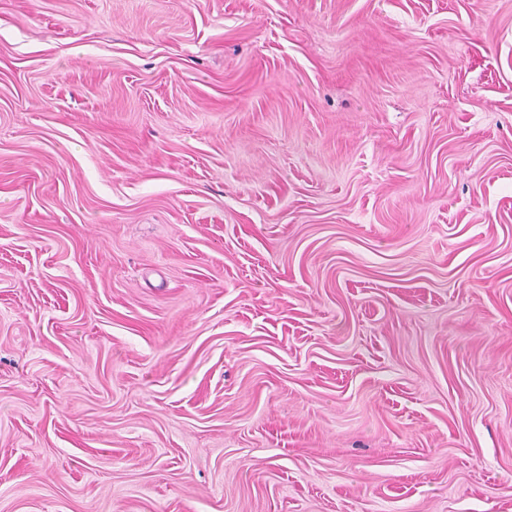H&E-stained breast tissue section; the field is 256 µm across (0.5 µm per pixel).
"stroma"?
<instances>
[{
	"label": "stroma",
	"instance_id": "35a3bbf8",
	"mask_svg": "<svg viewBox=\"0 0 512 512\" xmlns=\"http://www.w3.org/2000/svg\"><path fill=\"white\" fill-rule=\"evenodd\" d=\"M0 512H512V0H0Z\"/></svg>",
	"mask_w": 512,
	"mask_h": 512
}]
</instances>
